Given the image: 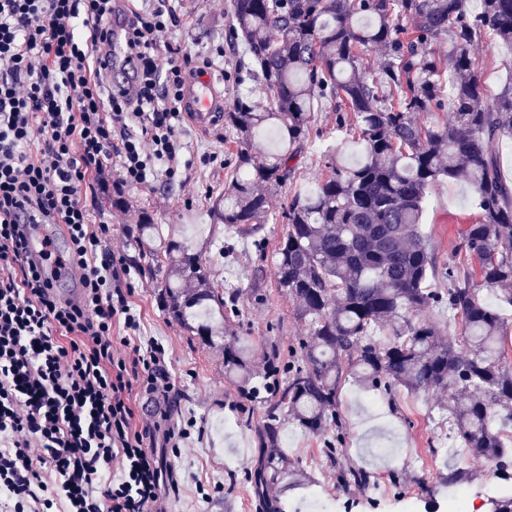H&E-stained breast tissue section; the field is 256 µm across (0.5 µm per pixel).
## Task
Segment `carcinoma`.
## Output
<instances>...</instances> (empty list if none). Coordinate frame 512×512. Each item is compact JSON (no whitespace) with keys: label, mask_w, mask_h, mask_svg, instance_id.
Listing matches in <instances>:
<instances>
[{"label":"carcinoma","mask_w":512,"mask_h":512,"mask_svg":"<svg viewBox=\"0 0 512 512\" xmlns=\"http://www.w3.org/2000/svg\"><path fill=\"white\" fill-rule=\"evenodd\" d=\"M231 0L227 36L245 45L254 91L224 110L236 133V165L218 201V219L254 238L270 220L269 192L295 174L291 165L311 137L318 103L336 101L339 123L353 116L361 159H328L314 191L294 193L282 213L287 230L274 252L277 287L297 304L307 335L299 355L268 362L275 399L260 426L266 460L255 474L260 512H279L272 488L300 486L299 464L279 452L285 422L324 438L323 454L345 485L369 486L371 473L348 467L336 446L343 365L366 388L392 396L444 389L454 400L439 418L463 447L502 470L512 461L495 420L512 425V367L504 364L512 338L475 276L442 266L422 224L429 188L461 179L472 189L479 217L462 234L460 249L479 263L481 284L512 306V184L500 175L496 146L512 136V82L489 100L470 46L492 36L512 43V0ZM448 39L441 56L429 46ZM387 54L367 66L365 50ZM448 108L451 122L425 124L420 112ZM276 128L280 148L259 158L257 130ZM161 269L166 311L208 342L216 330L197 322L200 309L226 311L235 294L216 285L199 257L175 237L152 253ZM432 280L444 283L430 288ZM429 308L461 319V335L443 334L420 314ZM391 330L386 341L377 338ZM224 371L252 376L246 352L231 337Z\"/></svg>","instance_id":"1"}]
</instances>
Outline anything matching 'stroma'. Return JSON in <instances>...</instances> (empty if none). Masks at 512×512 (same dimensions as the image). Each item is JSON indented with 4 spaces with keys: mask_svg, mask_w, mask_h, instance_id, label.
Instances as JSON below:
<instances>
[{
    "mask_svg": "<svg viewBox=\"0 0 512 512\" xmlns=\"http://www.w3.org/2000/svg\"><path fill=\"white\" fill-rule=\"evenodd\" d=\"M230 5L231 0H177L182 23L171 35L175 44L198 56L223 46L224 62L209 75L228 101L255 85L239 67L243 46L225 41ZM470 53L485 94L494 95L512 80L511 45L486 37L471 45ZM311 125L313 136L295 161L293 179L270 196L273 218L260 247L252 237L226 231L217 218L216 203L229 183L237 152L234 135L220 121L205 131L185 125L179 182L126 188L114 199L94 188L82 191L96 219L112 227L109 246L124 247L141 338L157 339L166 348V367L175 382L164 405L170 425L192 419L203 431L188 439L173 460L181 481L167 498L168 512H258L251 476L261 454L257 429L262 402L271 393L252 396L248 384L225 375L221 347L204 344L169 317L160 299V275L140 244L139 223L147 216L161 237H182L214 282L234 289L239 313L227 319L224 334L246 339L257 375H264L271 354L287 363L296 356L306 326L296 304L276 284L273 252L286 231L280 215L294 192L312 188L325 175L328 158L354 153L351 136L337 124L333 103L319 105ZM213 153L219 162L204 164V156ZM477 217L474 194L464 181L443 180L430 187L422 223L442 263L478 271L477 260L459 249L463 231ZM452 397L448 389L436 394L403 391L391 400L344 376L337 402L344 457L379 480L362 489L343 485L335 468L323 461L321 439L286 424L281 449L299 460L304 475L300 488L281 495L284 512H312L315 497L330 512H448L444 477L456 465L471 474L467 486L474 506H487L495 493L512 491V482L487 475L483 460L469 456L459 438L439 422L436 404Z\"/></svg>",
    "mask_w": 512,
    "mask_h": 512,
    "instance_id": "obj_1",
    "label": "stroma"
}]
</instances>
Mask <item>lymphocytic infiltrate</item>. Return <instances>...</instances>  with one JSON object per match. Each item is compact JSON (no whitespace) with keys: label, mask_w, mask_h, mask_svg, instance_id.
Here are the masks:
<instances>
[{"label":"lymphocytic infiltrate","mask_w":512,"mask_h":512,"mask_svg":"<svg viewBox=\"0 0 512 512\" xmlns=\"http://www.w3.org/2000/svg\"><path fill=\"white\" fill-rule=\"evenodd\" d=\"M115 0H0V512H159L190 428L138 419L134 383L168 395L166 350L140 341L123 251H104L85 185L102 193L179 173L185 89L199 58L163 39L171 0L130 8L134 82L96 69ZM122 132L113 144L114 132ZM59 224L81 298L61 302L41 260H22L24 227ZM126 333L114 335V324Z\"/></svg>","instance_id":"1"}]
</instances>
